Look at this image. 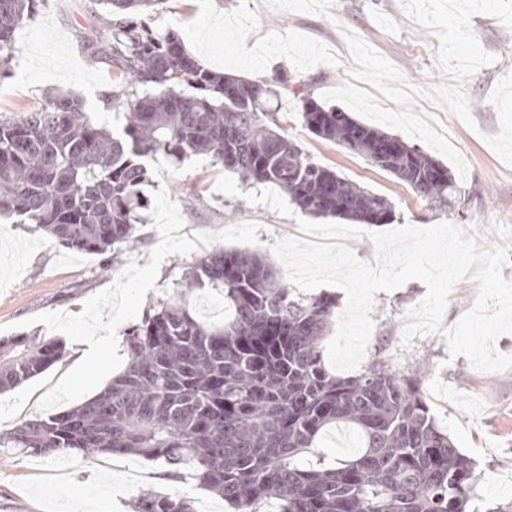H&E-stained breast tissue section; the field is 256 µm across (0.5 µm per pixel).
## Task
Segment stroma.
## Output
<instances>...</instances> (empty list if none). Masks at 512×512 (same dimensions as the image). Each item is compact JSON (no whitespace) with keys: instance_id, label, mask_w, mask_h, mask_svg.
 <instances>
[{"instance_id":"35a3bbf8","label":"stroma","mask_w":512,"mask_h":512,"mask_svg":"<svg viewBox=\"0 0 512 512\" xmlns=\"http://www.w3.org/2000/svg\"><path fill=\"white\" fill-rule=\"evenodd\" d=\"M93 15L91 0H44L36 15L24 19L14 34L11 75L0 79L1 117L40 110L50 95L64 92L80 98L93 121L111 130L123 126L121 108L111 103L123 79L111 63L94 57L84 38ZM142 20L155 31L178 34L212 70L253 81L283 72L317 99L354 69L344 40L345 32H353L401 72L404 87L422 91L411 111L436 120L466 161L454 206L433 208L388 172L311 135L302 125L299 97L286 92L271 105L289 136L317 163L391 199L396 226L449 222L473 229L485 248L499 243L497 225L512 226V166L484 140L500 130L488 96L512 73V30L493 16L471 20L493 56L464 84L472 129L428 98V91L448 82L437 62L439 41L406 14L400 0H161ZM148 166V221L138 225L135 246L113 262L73 252L18 216L0 215V338L37 334L61 339L67 350L61 362L0 395V434L102 391L126 364L124 330L212 247L266 254L276 238L299 233L295 219L219 193L224 169L210 156L175 166L159 155ZM425 292L421 282L410 281L376 293L362 365L380 360L418 377L437 424L474 462L479 481L473 512H512V484L497 479L512 471V370H477L465 357L450 356L440 335L403 345L404 315ZM356 452L348 431L332 429L302 464L332 467ZM165 472L162 464L136 456H18L0 464V512H132L151 489L186 497L194 512H230L229 503L200 489L192 473L173 481Z\"/></svg>"}]
</instances>
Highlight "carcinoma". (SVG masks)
<instances>
[{
  "instance_id": "carcinoma-1",
  "label": "carcinoma",
  "mask_w": 512,
  "mask_h": 512,
  "mask_svg": "<svg viewBox=\"0 0 512 512\" xmlns=\"http://www.w3.org/2000/svg\"><path fill=\"white\" fill-rule=\"evenodd\" d=\"M91 38L125 80L113 102L125 123L95 124L78 99L61 95L41 112L0 120V213L22 217L65 248L114 255L134 237L150 200L147 160L180 163L208 155L244 182L274 184L315 218L390 224L385 196L322 166L284 131L265 100L292 90L283 76L255 82L212 71L179 36L145 26L141 9L161 0H98ZM39 0H0V77L8 75L13 33ZM303 127L368 160L436 207L458 184L448 167L304 88ZM223 296L230 316L201 318L186 291ZM336 313L329 295L290 288L264 255L216 246L186 283L152 305L124 333L127 365L84 403L26 420L0 437V463L13 455L56 458L134 455L194 472L237 506L267 498L281 512H467L475 468L435 422L417 378L375 363L342 377L324 364L322 340ZM54 338L0 339V394L65 357ZM359 437L360 454L334 467L304 468L302 457L328 429ZM137 512H193L184 497L143 495Z\"/></svg>"
}]
</instances>
